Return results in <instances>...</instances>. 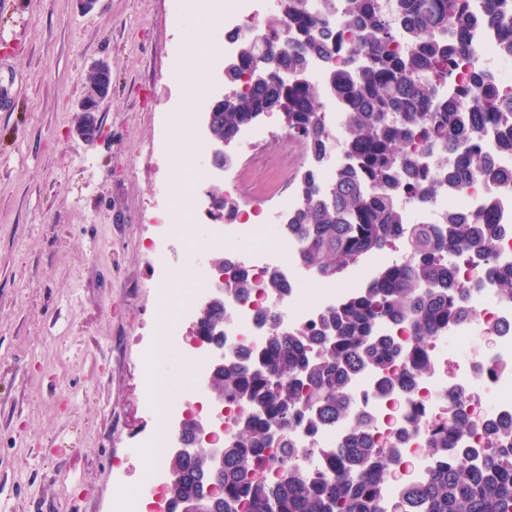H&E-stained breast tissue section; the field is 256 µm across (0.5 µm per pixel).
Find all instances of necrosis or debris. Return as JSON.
Here are the masks:
<instances>
[{"label": "necrosis or debris", "instance_id": "necrosis-or-debris-1", "mask_svg": "<svg viewBox=\"0 0 512 512\" xmlns=\"http://www.w3.org/2000/svg\"><path fill=\"white\" fill-rule=\"evenodd\" d=\"M258 0H237L224 12V55L238 53L240 42L246 38L256 20ZM476 58L488 71L500 90L512 91V59L502 56L494 32L485 29L474 37ZM496 195L498 205L494 220L505 226L500 237L494 261L499 265L512 264V185L487 187L472 179L454 193H440L427 205L415 201L404 204L411 223H439L451 210L481 208L488 195ZM278 245L268 250L241 248L236 252L240 266L252 275L253 286L248 295H224V354L240 349H255L265 340L261 316L273 310L280 318L283 330L312 323L327 307L342 301L345 291L341 288L318 284L313 273L302 263L296 245L290 244L285 232H278ZM278 268L290 284L283 295H273L265 287L267 272ZM199 287L191 289L188 302L178 309V324L165 328L164 346L179 350L181 324L195 320L196 312L210 296V288L217 283L216 274L207 265L197 263ZM469 301L476 311L474 318L449 324L424 348V355L431 364V371L420 377L410 395L397 396L380 388L376 374L366 373L355 379L351 391L359 412L370 416L372 435L382 443L399 438L402 452L397 464L399 477L386 484V504H394L401 496L405 483L423 480L431 468L437 467L438 458L424 449L428 430L444 418L453 402H461L464 410L472 414L480 425L479 430L464 442L468 448L488 447L490 440L485 427L499 420L512 418V332L505 330V323L512 321V304L503 302L492 281L486 280L469 289ZM214 352L208 346L190 347L184 359L194 364L191 390L198 398L194 406L167 404L162 412L164 429L140 440L143 448L156 449V459L147 480L132 496L123 498L114 512H172L165 494L171 479L166 464L169 448L174 447L179 424L188 411H196L211 423L210 435L204 445L221 448L236 436L238 406L209 400L202 387L208 378V364ZM344 434L343 426L309 432L298 427L292 437L304 455L295 459L299 470L318 479L328 467V451L335 447Z\"/></svg>", "mask_w": 512, "mask_h": 512}]
</instances>
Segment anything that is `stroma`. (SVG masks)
<instances>
[{"label": "stroma", "instance_id": "stroma-1", "mask_svg": "<svg viewBox=\"0 0 512 512\" xmlns=\"http://www.w3.org/2000/svg\"><path fill=\"white\" fill-rule=\"evenodd\" d=\"M181 0H15L0 10V512H112V500L147 475L138 438L157 432L144 361L162 321L195 273L158 285L147 246L169 234L173 211L188 228L183 249L203 245L188 214L194 174L171 184L175 127L185 99L179 73L197 24ZM112 69L99 138L77 134L93 61ZM268 139L237 149L245 198L280 162L296 176L307 159L280 114Z\"/></svg>", "mask_w": 512, "mask_h": 512}]
</instances>
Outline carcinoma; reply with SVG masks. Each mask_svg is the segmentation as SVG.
Returning <instances> with one entry per match:
<instances>
[{"label":"carcinoma","mask_w":512,"mask_h":512,"mask_svg":"<svg viewBox=\"0 0 512 512\" xmlns=\"http://www.w3.org/2000/svg\"><path fill=\"white\" fill-rule=\"evenodd\" d=\"M278 3L272 21L242 40L238 64L224 67L231 85L255 66L268 68L271 76L214 99V133L230 142L261 114L282 112L288 135L308 157L297 176L302 205L288 213V237L322 282L342 287L367 255L385 249L402 247L409 258L381 269L367 288L308 326L285 332L269 316L261 349L224 360L213 387L244 410L238 436L224 446L215 512L243 506L252 512H385L382 495L397 448L368 437L355 416L350 380L403 361V372L382 380L396 392L429 371L421 343L465 313L467 288L456 276L465 256L480 269L475 282L495 281L503 301L512 303V265L492 264L500 232L491 222L493 199L470 216L448 214L444 224H409L403 207L408 198L427 204L440 191L452 193L473 176L512 182V172L481 153L492 130L497 152L512 156V98L503 97L477 67L458 79L461 65L471 62V35L479 26L495 27L500 52L512 57V0H344V22L354 35L347 43L333 37V0H318L316 8L311 0ZM402 42L408 50H398ZM311 57L328 64L318 83L304 77ZM444 84L446 96L439 91ZM328 96L343 108L342 160L323 186ZM226 288L247 294L248 272H233ZM382 317L405 323L413 341L378 335ZM204 320L208 335H224V307H214ZM341 422L348 428L330 451L325 477L311 480L291 467L272 481L264 475L269 448L290 458L305 452L290 438L295 427L318 430ZM476 428L458 404L432 428L427 451L446 455L450 443ZM455 454L452 465L406 486L391 512H512V447L457 448ZM172 467L173 498L200 499L202 459Z\"/></svg>","instance_id":"1"}]
</instances>
